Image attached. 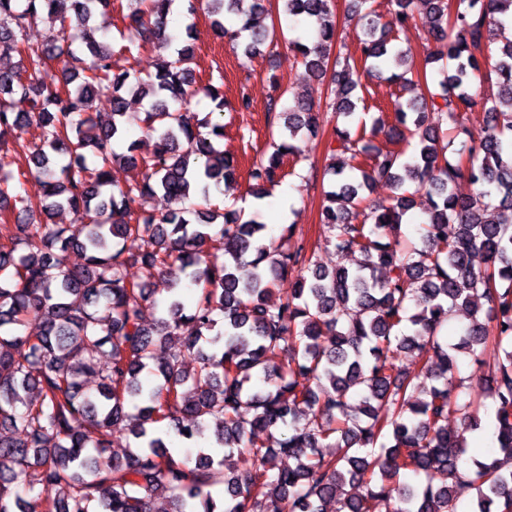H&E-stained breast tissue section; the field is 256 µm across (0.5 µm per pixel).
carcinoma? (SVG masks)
Instances as JSON below:
<instances>
[{
	"instance_id": "carcinoma-1",
	"label": "carcinoma",
	"mask_w": 512,
	"mask_h": 512,
	"mask_svg": "<svg viewBox=\"0 0 512 512\" xmlns=\"http://www.w3.org/2000/svg\"><path fill=\"white\" fill-rule=\"evenodd\" d=\"M127 2L129 44L163 53L149 80L132 67L114 71L95 24L112 0H0V18L10 20L0 21V60L19 57L0 67V151L13 152L0 157V512H153L159 490L170 494L169 512H372L376 501L390 512H457L462 480L475 490L465 512H512V41L490 48L503 24L494 14L512 11V0H420L429 60L448 66L439 91L397 100L387 135L401 148L385 153L373 146L380 120L352 123L354 76L361 67L404 89L412 81L396 69L407 50L370 0H351L360 63L329 73L334 0H280L316 26V48L293 44L303 64L344 96L323 105L297 93L279 113L270 105L278 140L253 162L250 188L260 198L284 178V155L301 159L299 136L318 132L322 108L335 113L321 223L325 242L357 260L331 270L303 245L265 243V225L241 212L209 207L210 188L227 194L235 184L224 124L213 118L224 94L210 84L215 109L202 118L190 111L192 46L172 48L161 27L175 0ZM394 4L396 25L414 19V0ZM199 7L246 57L283 38L260 24L266 0H188V14ZM226 13L241 25L226 27ZM39 20L50 33L31 43L24 33ZM490 61L498 92L485 99L475 135L466 126L471 87ZM50 62L62 78L48 86L41 76ZM127 93L148 103L142 122L153 148L143 156L135 140L114 149L125 137ZM100 95L110 115L95 121L87 110ZM348 152L368 160L358 179L336 162ZM118 161L141 179L113 184ZM31 179L36 198L24 189ZM462 179L475 195L454 192ZM379 180L396 190L387 205L363 195ZM160 192L186 206L155 213L149 203ZM133 194L143 200L135 215L124 208ZM417 195L426 201L419 248L398 239ZM362 202L371 223H350V207ZM59 210L75 222H49ZM130 237L141 241L136 253L124 248ZM208 241L217 243L212 253ZM75 249L83 263L71 266ZM293 273L288 293L268 303ZM157 275L171 282L166 316L146 325ZM187 281L198 286L190 304ZM454 308L470 323L449 342L439 335ZM186 324L194 332L182 338ZM489 345L501 358L488 365L487 386L465 387L462 357ZM184 350L196 352L192 370ZM409 352L420 360L406 370ZM88 374L98 377L93 393L80 384ZM487 415L499 455L473 460L472 470L467 439L448 431V419L472 432ZM118 425L136 440L122 458L109 454ZM276 432L273 446L260 438ZM171 435L202 441L195 457L171 451ZM285 457L295 466L283 467ZM18 472L28 498L11 487ZM45 487L58 496L35 493Z\"/></svg>"
}]
</instances>
